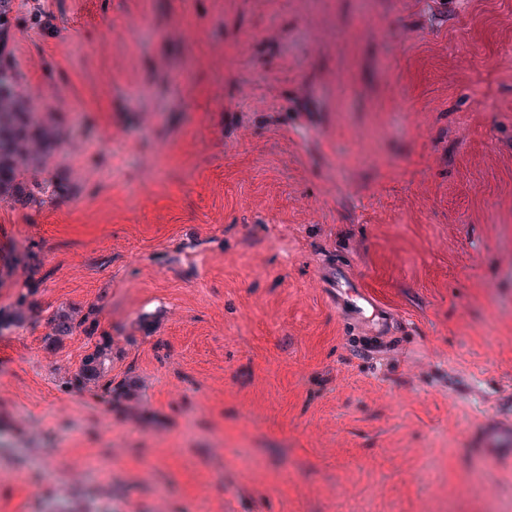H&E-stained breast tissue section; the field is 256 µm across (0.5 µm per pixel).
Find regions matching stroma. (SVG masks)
Segmentation results:
<instances>
[{
    "instance_id": "stroma-1",
    "label": "stroma",
    "mask_w": 512,
    "mask_h": 512,
    "mask_svg": "<svg viewBox=\"0 0 512 512\" xmlns=\"http://www.w3.org/2000/svg\"><path fill=\"white\" fill-rule=\"evenodd\" d=\"M41 2L13 53L70 191L0 202V306L41 308L0 332V512H512L469 444L512 408V0ZM349 271L407 320L383 367ZM91 304L136 404L44 341ZM36 288H22L13 305L7 309L0 308V331L19 327L36 314L37 307L31 297Z\"/></svg>"
}]
</instances>
